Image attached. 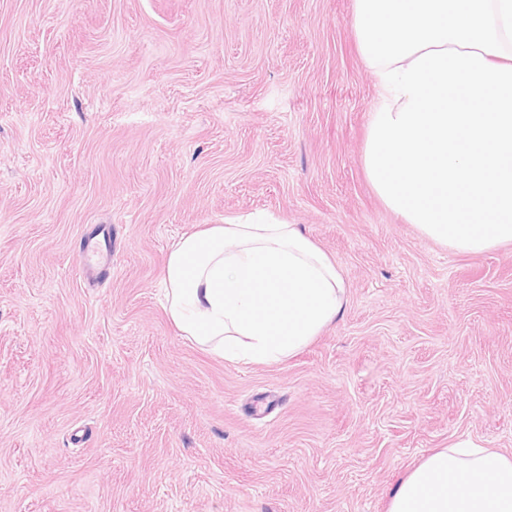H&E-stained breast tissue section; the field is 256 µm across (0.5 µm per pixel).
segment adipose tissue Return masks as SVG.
Returning <instances> with one entry per match:
<instances>
[{
	"label": "adipose tissue",
	"mask_w": 512,
	"mask_h": 512,
	"mask_svg": "<svg viewBox=\"0 0 512 512\" xmlns=\"http://www.w3.org/2000/svg\"><path fill=\"white\" fill-rule=\"evenodd\" d=\"M161 282L181 336L230 363L294 356L347 304L335 261L298 225L261 213L182 236ZM388 512H512V458L470 439L453 442L406 473Z\"/></svg>",
	"instance_id": "1"
}]
</instances>
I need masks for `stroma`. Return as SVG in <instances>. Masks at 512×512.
I'll return each instance as SVG.
<instances>
[{
	"label": "stroma",
	"mask_w": 512,
	"mask_h": 512,
	"mask_svg": "<svg viewBox=\"0 0 512 512\" xmlns=\"http://www.w3.org/2000/svg\"><path fill=\"white\" fill-rule=\"evenodd\" d=\"M353 0H0V512H387L432 451L512 457V244L369 183ZM266 211L348 286L276 365L180 336L179 238ZM112 274L79 278L92 225Z\"/></svg>",
	"instance_id": "obj_1"
}]
</instances>
